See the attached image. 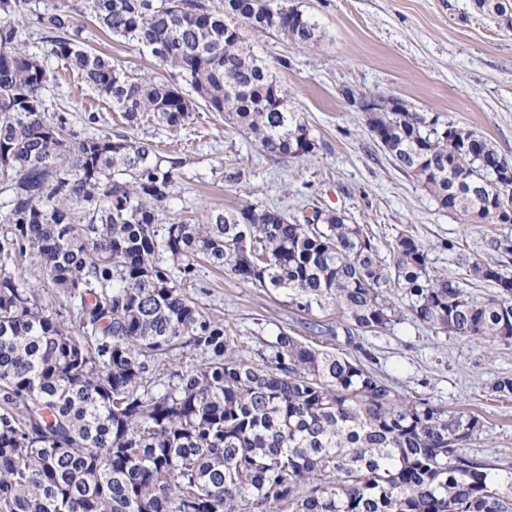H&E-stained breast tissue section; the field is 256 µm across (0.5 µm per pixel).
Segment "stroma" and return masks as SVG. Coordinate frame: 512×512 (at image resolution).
I'll list each match as a JSON object with an SVG mask.
<instances>
[{"label":"stroma","instance_id":"stroma-1","mask_svg":"<svg viewBox=\"0 0 512 512\" xmlns=\"http://www.w3.org/2000/svg\"><path fill=\"white\" fill-rule=\"evenodd\" d=\"M313 15L323 35L304 48L280 36L248 33L255 54L275 66L290 106L302 113L318 149L305 160L269 156L238 133L223 113L196 109L172 131L152 118L126 125L111 103L88 89L77 72L50 54V46L28 15L15 24L24 49L46 61L54 77L44 91L49 111L65 113L75 130L95 116L96 131L124 134L153 145L181 161L160 217L175 222L243 201L275 207L295 218L313 208L337 211L348 222L368 226L379 255L392 262L389 247L404 233L426 248L432 266L463 277L452 261L494 258L493 239L512 238V224H475L440 209L369 131L359 97L392 94L420 112L450 117L487 139L512 159V29L486 13L476 0H293ZM89 45L111 55L133 76L159 75L163 69L147 49L87 28ZM288 57L289 68L277 65ZM237 163L240 183L224 180V166ZM187 293L210 318L225 321L245 352L285 329L301 336L304 315L270 289L239 282L228 270L204 264ZM328 350L368 365L398 394L420 397L434 406L470 411L484 421L469 453L512 460V399L494 396L492 385L512 376V342L486 344L452 340L427 329L409 313L377 333L327 340Z\"/></svg>","mask_w":512,"mask_h":512}]
</instances>
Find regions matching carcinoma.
<instances>
[{"instance_id": "1", "label": "carcinoma", "mask_w": 512, "mask_h": 512, "mask_svg": "<svg viewBox=\"0 0 512 512\" xmlns=\"http://www.w3.org/2000/svg\"><path fill=\"white\" fill-rule=\"evenodd\" d=\"M512 29V0H477ZM32 13L54 57L134 126L171 130L222 112L264 153L304 159L316 143L244 29L314 47L320 24L290 0H0V512H512V468L462 452L479 415L395 396L363 362L281 329L246 355L185 285L197 261L336 313L347 342L400 317L399 288L425 328L512 340V274L456 261L496 288L478 299L435 271L411 234L391 243L335 211L316 223L245 202L165 224L178 158L126 135L50 117L51 71L17 48ZM147 48L195 97L130 78L91 48L82 19ZM367 127L395 166L466 220L512 224V161L450 119L380 107ZM32 257L45 303L15 275ZM74 308L71 326L49 306ZM199 359L178 368L165 355Z\"/></svg>"}]
</instances>
